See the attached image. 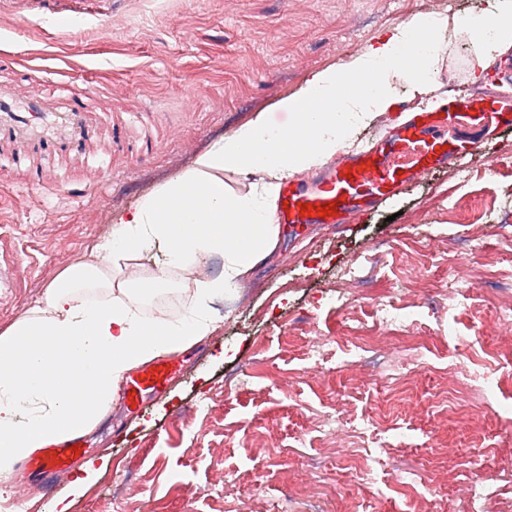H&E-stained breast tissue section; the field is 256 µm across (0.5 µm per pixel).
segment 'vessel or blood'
<instances>
[{"mask_svg":"<svg viewBox=\"0 0 512 512\" xmlns=\"http://www.w3.org/2000/svg\"><path fill=\"white\" fill-rule=\"evenodd\" d=\"M0 70L8 74L0 81V155L26 171L28 184H39L52 169L70 174L87 168L91 159L111 155L113 142L125 136L118 114L83 99L58 96L48 88L18 98L13 80L19 71L17 60L0 55ZM503 127H512V100L449 96L440 108L411 113L373 146L327 165L312 181L283 182L275 220L300 231L314 223L313 217L302 215V205L318 208L332 203L336 211L323 222L342 224L346 214L389 199L424 171L472 154L480 135ZM175 375L170 360L159 359L126 379L120 396L128 409H138L145 394L165 393ZM82 445L78 436L50 444L39 449L26 468L46 483L49 492H57Z\"/></svg>","mask_w":512,"mask_h":512,"instance_id":"obj_1","label":"vessel or blood"}]
</instances>
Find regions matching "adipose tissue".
<instances>
[{
	"label": "adipose tissue",
	"mask_w": 512,
	"mask_h": 512,
	"mask_svg": "<svg viewBox=\"0 0 512 512\" xmlns=\"http://www.w3.org/2000/svg\"><path fill=\"white\" fill-rule=\"evenodd\" d=\"M476 45L512 51V0H498L481 21L452 20ZM435 24L415 15L382 36L342 71L314 72L296 94L274 108L287 126L258 112L195 158L112 226L110 241L75 263L47 288L48 309L0 333V364L22 363L23 378L0 376V473H8L49 441L91 431L104 417L116 382L163 355L181 353L217 327L213 296L268 260L280 228L273 222L281 181L328 162L358 123L391 103L387 75L399 71L414 94H428L436 74ZM233 171L255 184L248 195L228 194L222 174ZM156 244L166 267L149 279L166 282L169 268L184 270L218 256L220 273L195 284L196 305L177 322H147L121 298L104 304L78 299L74 289L111 286L135 252Z\"/></svg>",
	"instance_id": "1"
}]
</instances>
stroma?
<instances>
[{
    "label": "stroma",
    "mask_w": 512,
    "mask_h": 512,
    "mask_svg": "<svg viewBox=\"0 0 512 512\" xmlns=\"http://www.w3.org/2000/svg\"><path fill=\"white\" fill-rule=\"evenodd\" d=\"M65 21L19 0L0 7V53L33 81L60 79L122 114L128 137L93 184L25 185L0 161V333L46 305L66 268L109 240L114 220L195 156L274 111L317 70L342 68L406 17H485L493 0H65ZM430 95L395 78L397 101L448 94L512 97V54L447 30ZM484 77L474 80L475 70ZM167 259L129 258L126 303ZM221 259L171 268L189 311L195 281ZM464 295L449 301L451 267ZM360 266L364 282L350 281ZM406 306L405 328L374 343L377 300ZM512 129L432 170L336 228L282 232L272 259L210 304L216 330L174 355L183 374L137 413L112 402L87 434L102 468L70 512H512ZM465 366L469 389L452 382ZM375 438L347 464L352 431ZM0 500L52 512L23 467L0 474Z\"/></svg>",
    "instance_id": "obj_1"
}]
</instances>
